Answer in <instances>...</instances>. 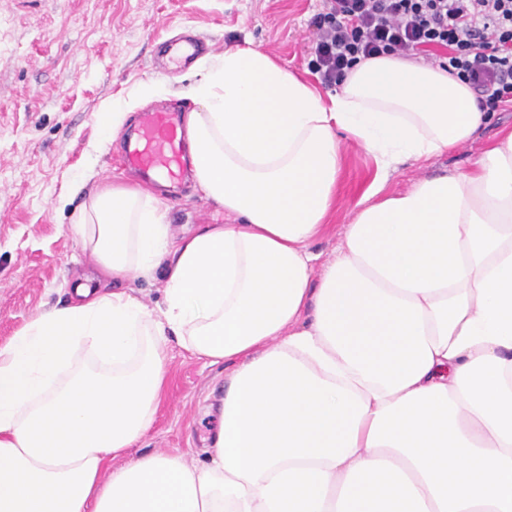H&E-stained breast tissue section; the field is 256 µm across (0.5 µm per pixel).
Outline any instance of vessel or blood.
Returning <instances> with one entry per match:
<instances>
[{
    "instance_id": "obj_1",
    "label": "vessel or blood",
    "mask_w": 512,
    "mask_h": 512,
    "mask_svg": "<svg viewBox=\"0 0 512 512\" xmlns=\"http://www.w3.org/2000/svg\"><path fill=\"white\" fill-rule=\"evenodd\" d=\"M184 119L176 110L144 113L120 161L142 181L175 184L187 176Z\"/></svg>"
}]
</instances>
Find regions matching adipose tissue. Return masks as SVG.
<instances>
[{
	"mask_svg": "<svg viewBox=\"0 0 512 512\" xmlns=\"http://www.w3.org/2000/svg\"><path fill=\"white\" fill-rule=\"evenodd\" d=\"M193 183L236 216L188 235L134 186L89 193L93 260L0 345V512H512V128L464 172L381 179L491 115L440 67L360 60L330 96L248 46L185 91ZM380 177L333 262L339 138ZM163 279L146 306L130 280ZM230 365L197 467L146 436L167 345Z\"/></svg>",
	"mask_w": 512,
	"mask_h": 512,
	"instance_id": "adipose-tissue-1",
	"label": "adipose tissue"
}]
</instances>
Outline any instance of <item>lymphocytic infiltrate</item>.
<instances>
[{
    "label": "lymphocytic infiltrate",
    "instance_id": "1",
    "mask_svg": "<svg viewBox=\"0 0 512 512\" xmlns=\"http://www.w3.org/2000/svg\"><path fill=\"white\" fill-rule=\"evenodd\" d=\"M321 2L308 68L323 84L363 58H422L467 83L480 111L512 109V0Z\"/></svg>",
    "mask_w": 512,
    "mask_h": 512
}]
</instances>
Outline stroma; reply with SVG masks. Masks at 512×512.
Here are the masks:
<instances>
[{
  "label": "stroma",
  "mask_w": 512,
  "mask_h": 512,
  "mask_svg": "<svg viewBox=\"0 0 512 512\" xmlns=\"http://www.w3.org/2000/svg\"><path fill=\"white\" fill-rule=\"evenodd\" d=\"M319 7V0H0V345L36 312L66 301L74 273L94 275L69 231L84 192L137 181L120 165L122 141L108 138L101 112L149 81L165 90L148 109L192 110L180 91L194 67L170 61L163 42L189 33L212 55L249 43L307 78L315 38L310 19ZM511 127L512 111L498 113L474 140L400 165L386 177L385 194L467 168ZM341 150L330 226L311 245L323 264L335 258L377 173L357 142L343 140ZM166 203L178 232L233 221L189 183ZM168 355L169 381L152 428L117 464L152 453L199 462L197 450L216 427L206 406L224 387L223 366L191 356L175 341Z\"/></svg>",
  "instance_id": "1"
}]
</instances>
